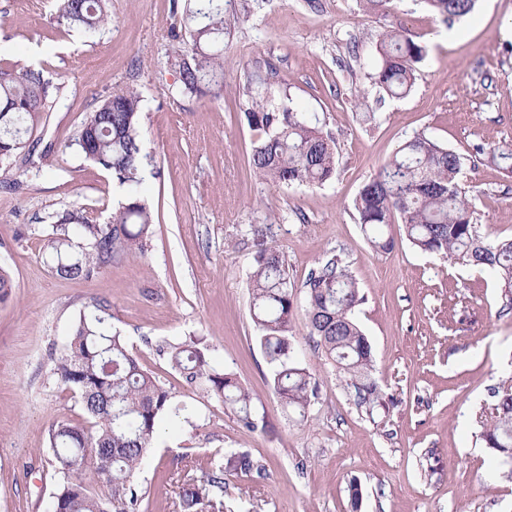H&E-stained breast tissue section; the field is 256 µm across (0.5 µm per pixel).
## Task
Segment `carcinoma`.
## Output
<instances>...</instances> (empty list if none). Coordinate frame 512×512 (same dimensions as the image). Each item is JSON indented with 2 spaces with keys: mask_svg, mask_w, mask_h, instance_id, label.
<instances>
[{
  "mask_svg": "<svg viewBox=\"0 0 512 512\" xmlns=\"http://www.w3.org/2000/svg\"><path fill=\"white\" fill-rule=\"evenodd\" d=\"M395 0H359L363 10L383 19ZM447 21L472 12L476 0H421ZM182 10L189 47L177 51V91L199 94L206 86H224V30L231 24L224 0H200L196 9L173 0ZM111 19L109 0H59V22L92 38ZM375 82L402 97L415 82L418 64L427 56L416 36L402 25L385 24L376 34ZM276 71L247 75L244 115L259 132L251 165L263 181L276 186L321 185L336 172L334 141L319 127L318 116L300 112L287 92L271 99ZM58 88L39 71L15 65L0 68V163L27 147L42 114L50 111ZM143 95L119 88L103 100L82 124L77 145L85 158L112 173L122 200L105 224L80 207L51 215L44 252L54 275L90 281L105 269L139 258L154 234V216L141 199L143 172L152 157L143 149L140 122ZM491 161L512 174V144L489 152ZM463 157L436 141L416 135L360 190L354 208L369 244L388 252L394 239L388 225L398 219L407 240L418 251L456 263L490 270L502 296L512 304V238L489 244L473 224L472 203L459 179ZM256 251L249 276L251 318L268 365L271 387L282 404L304 416L318 398L319 381L293 357L294 302L281 252L254 230ZM306 320L316 346L334 363L353 392L355 404L373 413L385 408L383 393L372 377V347L353 318L362 296L356 280L338 256L314 270L305 282ZM111 303L95 297L79 313L69 341L53 358L59 380L72 388L89 418L82 426L60 421L51 429V466L57 477L51 512H138L142 495L133 485L144 454L151 447L162 417L189 420L192 408L172 401L167 389L129 351L125 337L110 323ZM171 367L185 383L224 401L243 428L254 431V396L198 340L169 346ZM482 441L496 459H512V384L497 391L492 412L481 421ZM110 487L101 497L84 483L85 463ZM262 476V466L247 453H235L206 476L186 475L179 492V512H203L215 495L224 494V472Z\"/></svg>",
  "mask_w": 512,
  "mask_h": 512,
  "instance_id": "cac0c4a2",
  "label": "carcinoma"
}]
</instances>
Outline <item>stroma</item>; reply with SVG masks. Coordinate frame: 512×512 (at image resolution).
Returning a JSON list of instances; mask_svg holds the SVG:
<instances>
[{
	"mask_svg": "<svg viewBox=\"0 0 512 512\" xmlns=\"http://www.w3.org/2000/svg\"><path fill=\"white\" fill-rule=\"evenodd\" d=\"M220 95L182 96L169 39L172 0H111L95 40L57 21L56 0H0V66L42 71L61 102L32 134L42 172L24 156L0 169V512H49L57 479L49 431L86 417L53 372L51 354L93 297L112 302L129 350L191 422H161L134 484L146 512H176L186 468L202 477L232 452L251 454L264 480L225 473L219 507L204 512H512V469L485 448L477 418L512 380V309L489 271L413 249L399 224L392 251L374 250L353 209L360 189L406 139L425 135L465 159L462 184L487 240L512 238V174L476 154L512 142V0H478L444 22L397 0L392 22L427 49L405 97L374 82L372 38L383 21L356 0H224ZM275 66L300 111L335 142V175L318 186L274 187L254 173L256 139L241 105L248 72ZM142 91L145 203L155 216L147 253L97 279L62 280L43 258L47 216L85 208L107 223L120 192L80 153L88 113L122 87ZM283 254L294 296L297 354L320 379L307 416L284 408L250 314L254 228ZM340 256L363 301L355 319L375 359L387 408L357 407L306 326L308 275ZM203 339L256 397L262 429L242 428L222 400L188 387L159 351ZM359 502H352L351 484Z\"/></svg>",
	"mask_w": 512,
	"mask_h": 512,
	"instance_id": "obj_1",
	"label": "stroma"
}]
</instances>
